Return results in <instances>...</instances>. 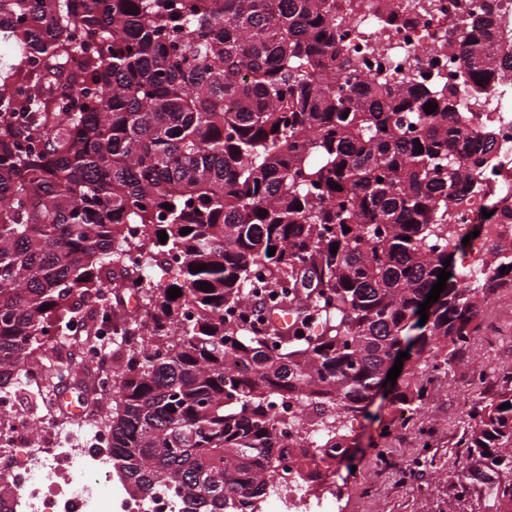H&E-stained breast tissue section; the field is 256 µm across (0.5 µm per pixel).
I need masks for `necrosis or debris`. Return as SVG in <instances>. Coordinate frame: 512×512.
<instances>
[{
  "mask_svg": "<svg viewBox=\"0 0 512 512\" xmlns=\"http://www.w3.org/2000/svg\"><path fill=\"white\" fill-rule=\"evenodd\" d=\"M346 40L368 58L382 78L411 76L434 84L453 81L459 57L448 41L462 32L480 36L472 21L493 10L499 37L512 39V0H350ZM463 111L495 132L493 159L483 190L464 210L450 209L458 229L483 223V209L500 200L512 203V72L486 94L466 95ZM88 445H66L67 431L16 415L14 427L0 432V478L11 491L12 512H182L184 500L159 490L133 498L113 484L109 434L85 431ZM277 512H332L333 486L313 493L299 469L289 468L284 483L272 490Z\"/></svg>",
  "mask_w": 512,
  "mask_h": 512,
  "instance_id": "1",
  "label": "necrosis or debris"
}]
</instances>
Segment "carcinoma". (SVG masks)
<instances>
[{"mask_svg": "<svg viewBox=\"0 0 512 512\" xmlns=\"http://www.w3.org/2000/svg\"><path fill=\"white\" fill-rule=\"evenodd\" d=\"M337 26L336 0H0V386L90 366L112 320L124 345L92 423L134 497L165 486L185 512H226L283 460L344 461L341 426L371 416L391 360L410 361L392 403L421 410L425 374H448L512 288V243L486 245L477 286L444 264L465 250L448 209L493 141L457 87L485 91L512 60L492 15L440 88L361 76ZM155 267L169 281L111 317L106 284ZM288 399L321 421L311 452L275 413ZM505 403L512 371L465 414L457 484L512 506ZM512 316V290L504 288L492 294L482 309L479 319L488 324L494 319L506 321Z\"/></svg>", "mask_w": 512, "mask_h": 512, "instance_id": "carcinoma-1", "label": "carcinoma"}]
</instances>
